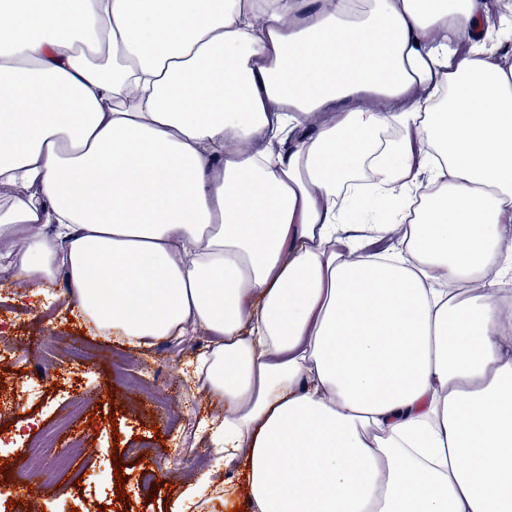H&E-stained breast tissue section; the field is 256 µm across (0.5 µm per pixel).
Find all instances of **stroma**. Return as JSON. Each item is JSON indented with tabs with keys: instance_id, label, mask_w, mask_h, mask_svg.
I'll return each instance as SVG.
<instances>
[{
	"instance_id": "35a3bbf8",
	"label": "stroma",
	"mask_w": 512,
	"mask_h": 512,
	"mask_svg": "<svg viewBox=\"0 0 512 512\" xmlns=\"http://www.w3.org/2000/svg\"><path fill=\"white\" fill-rule=\"evenodd\" d=\"M17 349L0 354V381L13 411L0 441L13 455L0 496V512H97L116 496L114 470L123 466L129 512H229L244 504L245 483L199 435V420L222 415L223 405L195 386L188 362L204 351L198 333L173 352L170 342L131 346L118 334L100 335L66 299L63 280L31 298L19 283L0 279V336ZM68 377L66 387L43 380ZM86 438L78 457L80 481L57 469L72 438ZM154 470V488L140 474Z\"/></svg>"
}]
</instances>
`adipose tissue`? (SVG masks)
<instances>
[{
  "label": "adipose tissue",
  "mask_w": 512,
  "mask_h": 512,
  "mask_svg": "<svg viewBox=\"0 0 512 512\" xmlns=\"http://www.w3.org/2000/svg\"><path fill=\"white\" fill-rule=\"evenodd\" d=\"M511 41L512 0H0V278L205 332L249 512H512Z\"/></svg>",
  "instance_id": "ef3b65f1"
}]
</instances>
